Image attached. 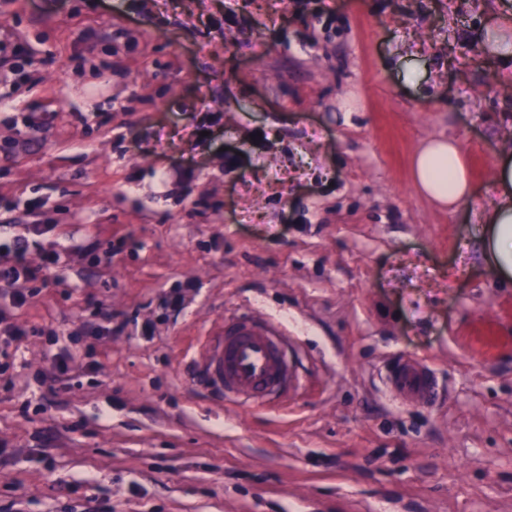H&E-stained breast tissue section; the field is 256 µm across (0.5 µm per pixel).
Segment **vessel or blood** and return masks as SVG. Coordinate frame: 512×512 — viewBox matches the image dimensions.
Segmentation results:
<instances>
[{"mask_svg": "<svg viewBox=\"0 0 512 512\" xmlns=\"http://www.w3.org/2000/svg\"><path fill=\"white\" fill-rule=\"evenodd\" d=\"M286 326L264 313L227 316L214 322L190 367L220 399L261 408L289 396L300 383L288 356ZM386 383L404 404L426 405L435 387L430 369L417 360L397 362Z\"/></svg>", "mask_w": 512, "mask_h": 512, "instance_id": "b4317fda", "label": "vessel or blood"}]
</instances>
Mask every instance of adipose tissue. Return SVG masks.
Segmentation results:
<instances>
[{"instance_id": "obj_1", "label": "adipose tissue", "mask_w": 512, "mask_h": 512, "mask_svg": "<svg viewBox=\"0 0 512 512\" xmlns=\"http://www.w3.org/2000/svg\"><path fill=\"white\" fill-rule=\"evenodd\" d=\"M413 181L424 196L442 205H457L472 191L459 143L431 140L414 156ZM494 204L480 213V243L485 260L504 279L512 277V151L502 153L493 172Z\"/></svg>"}]
</instances>
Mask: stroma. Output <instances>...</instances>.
Returning <instances> with one entry per match:
<instances>
[{"mask_svg":"<svg viewBox=\"0 0 512 512\" xmlns=\"http://www.w3.org/2000/svg\"><path fill=\"white\" fill-rule=\"evenodd\" d=\"M501 8L0 0V225L50 227L0 356V512H512V283L477 230L512 146ZM436 137L473 177L454 209L412 181ZM255 309L302 387L217 404L185 358ZM403 358L431 404L391 397ZM486 26L485 42L490 55L497 57L504 66L512 62V20L509 13L494 14ZM386 383L402 403L425 406L434 390L435 378L422 362L403 360L396 363L388 374Z\"/></svg>","mask_w":512,"mask_h":512,"instance_id":"stroma-1","label":"stroma"}]
</instances>
